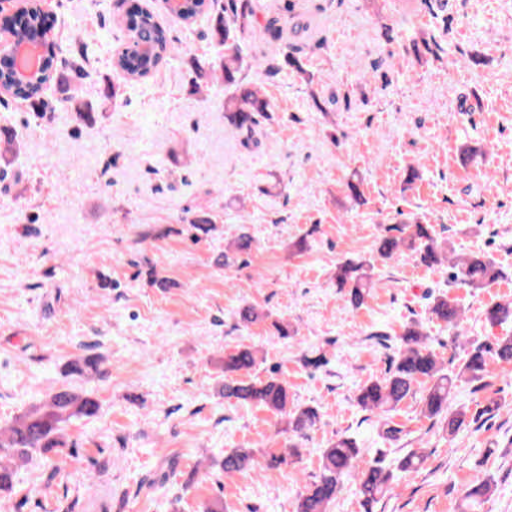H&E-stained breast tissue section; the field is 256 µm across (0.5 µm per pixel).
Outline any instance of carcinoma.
<instances>
[{
	"label": "carcinoma",
	"instance_id": "obj_1",
	"mask_svg": "<svg viewBox=\"0 0 512 512\" xmlns=\"http://www.w3.org/2000/svg\"><path fill=\"white\" fill-rule=\"evenodd\" d=\"M255 6L253 0H225L224 10L213 18L212 37L224 48L221 61L224 89V118L245 136L250 143L261 120L269 117L273 105L253 84L244 81V58L242 56V33L253 27ZM129 26L126 31L153 49L146 61L127 57L122 65L133 77L152 73L159 63L173 51V41L166 28L155 17L144 11H135L126 16ZM194 88L213 76V65H205L200 59H189ZM283 69L303 71L300 59L285 50L273 58L267 70L275 74ZM215 216L202 210L191 218V227L204 234L211 230ZM254 240L245 230L234 239L229 250L224 252V265L229 266L239 257L252 251ZM416 254L419 262L427 267L448 265L449 281L462 288L480 290L487 288L506 276L505 271L484 253L456 255L454 250L438 241L427 224H394L379 242L377 253L380 259L389 261L403 250ZM374 264L366 259H348L336 266V285L347 289L350 305L358 309L371 297L374 288L372 271ZM431 318L454 330L453 341L464 347L465 357L456 370L443 367L438 355L427 342V337L414 325L404 328L396 338L395 355L381 379L367 380L358 385L355 400L361 410L382 416L392 411L407 397L415 393V386H424L421 398V413L439 422L448 436L454 437L469 428L467 411L452 405L457 384L461 381L483 383L490 377L489 360L495 359L512 364V336H500L492 342L462 340L463 312L442 294L429 305ZM485 319L493 325L512 320V300L488 304ZM257 351L239 348L224 354V399L238 404H257L284 416L287 430L298 438H304L320 419L316 407L289 406L288 379L277 372L260 381H245L240 376L249 373L256 365ZM100 411L99 401L90 396L62 387L51 391L38 405L15 418L0 431V496L13 488L16 467L35 454H44L62 443L64 424L73 418L92 419ZM302 448L294 443L289 446L288 456L271 455L267 461L270 468L288 464L290 459H300ZM318 473L300 495L297 512H329L336 500L343 478L354 479L366 504L380 502L394 489V473L385 465L383 457L369 460L362 458V448L355 439L342 435L327 447L320 449ZM422 454L411 452L401 458L396 470L406 473L418 469L424 462ZM224 473L243 474L255 466V455L251 448H234L224 453L220 461ZM496 488L493 478L483 477L466 489L467 500L463 512H479L485 499Z\"/></svg>",
	"mask_w": 512,
	"mask_h": 512
}]
</instances>
